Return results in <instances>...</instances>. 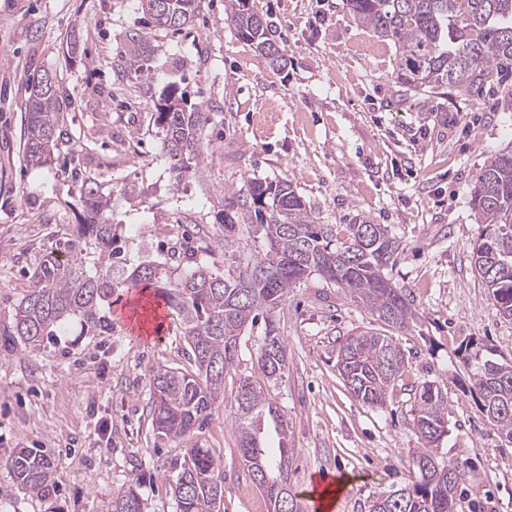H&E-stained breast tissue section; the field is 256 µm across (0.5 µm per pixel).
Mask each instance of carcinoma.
<instances>
[{
	"label": "carcinoma",
	"instance_id": "1",
	"mask_svg": "<svg viewBox=\"0 0 512 512\" xmlns=\"http://www.w3.org/2000/svg\"><path fill=\"white\" fill-rule=\"evenodd\" d=\"M354 18L396 49V78L417 91L467 86L502 73L512 74V0H346ZM233 10L237 34L281 64L280 47L268 37L260 15L245 0ZM201 8V0H137V9L152 22L177 30ZM155 122L164 132V147L181 165L176 177L204 160V113L187 109L171 96L159 105ZM55 78L49 74L33 86L22 119L24 154L39 167L58 159L69 144ZM85 217L67 239L76 252L72 264L48 256L32 274V285L15 309L12 323L0 329V346L39 352L57 341L73 322L81 332H112V298L151 291L176 317L178 335L189 348L190 367L157 368L149 376L153 426L167 439H181L200 427L224 394V378L238 359L240 336L266 314L265 333L256 363L266 382L288 371V346L277 332L272 312L288 288L314 274L342 288L387 325L404 328L414 317L403 291L383 273L400 243L386 224L367 220L347 225L343 240L331 224L315 223L301 195L286 180H255L249 200L220 214L224 254L240 248L244 229L264 249L245 264L213 271L196 263L173 275L150 248L130 261L118 244L119 226L110 222V199L82 185ZM474 217L485 225L472 248L474 272L488 289L491 304L512 319V149L491 156L476 176L470 199ZM464 360L472 389L488 422L512 443V364L491 358L488 348L468 341ZM336 367L352 396L370 408L386 404L389 390L402 377L405 355L389 337L371 329L354 333L337 348ZM414 429L421 447L408 460V481L375 498L370 512H456L467 462L441 464L439 442L448 434V397L435 381L416 392ZM235 422L239 451L251 480L262 486L269 512H291L293 504L280 490L263 485L290 465L288 419L268 397V389L248 378L240 380ZM276 425L277 450L266 446L262 425ZM18 485L32 494L55 491V470L46 451L19 448L4 462ZM139 482L112 497L111 512H145ZM177 512H221L224 476L221 460L208 448L185 449L172 486Z\"/></svg>",
	"mask_w": 512,
	"mask_h": 512
}]
</instances>
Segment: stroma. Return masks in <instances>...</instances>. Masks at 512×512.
<instances>
[{
    "label": "stroma",
    "mask_w": 512,
    "mask_h": 512,
    "mask_svg": "<svg viewBox=\"0 0 512 512\" xmlns=\"http://www.w3.org/2000/svg\"><path fill=\"white\" fill-rule=\"evenodd\" d=\"M246 2L282 49L279 68L238 36L230 0H202L177 31L148 25L136 0H0V326L11 323L36 266L66 259L58 228L84 215L80 186L59 163L32 167L23 158L24 103L48 73L66 96L76 157L110 198L130 258L145 239L170 266L173 248L184 246L223 268L213 248L224 235L217 213L246 200L255 180H287L337 236L368 220L399 241L385 274L417 313L408 328L385 325L316 275L290 288L273 314L288 370L269 396L288 416L289 479L302 512H312L323 472L345 479L335 512H368L405 483L409 451L421 445L415 392L428 381L448 393L439 459L469 464L458 512H512V444L481 413L461 351L474 339L512 362V320L473 272L483 227L470 206L481 167L512 146V111L489 82L435 94L398 83L393 45L357 23L346 0ZM135 31L152 47L140 75L126 64ZM171 93L207 117L205 159L180 181L151 119ZM367 328L405 354V373L380 409L353 398L336 368L339 343ZM263 334L260 323L245 329L211 417L173 441L155 435L148 382L151 367L189 364L173 326L154 338L122 324L84 336L74 325L40 352L1 350L0 459L46 449L58 490L33 496L0 466V512H107L134 479L147 512H176L175 463L195 444L223 463L222 512H267L241 463L233 417Z\"/></svg>",
    "instance_id": "obj_1"
}]
</instances>
